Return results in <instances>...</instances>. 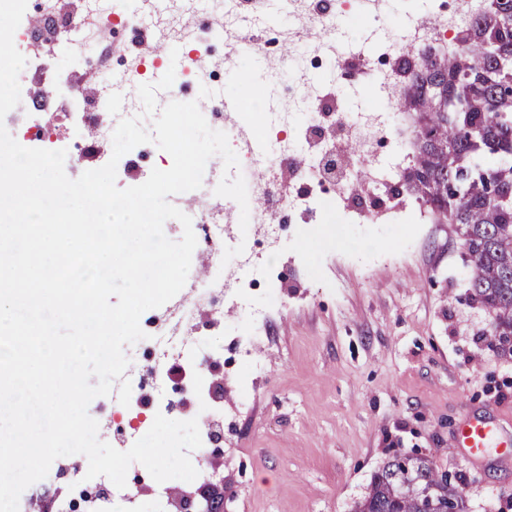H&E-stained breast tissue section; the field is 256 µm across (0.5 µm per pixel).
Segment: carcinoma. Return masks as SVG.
<instances>
[{
	"mask_svg": "<svg viewBox=\"0 0 512 512\" xmlns=\"http://www.w3.org/2000/svg\"><path fill=\"white\" fill-rule=\"evenodd\" d=\"M457 42L454 54L427 60L393 99V111L415 116L412 164L397 191L459 226L470 294L492 312L491 331L512 353V0H491ZM412 484L439 508L466 512L459 487L424 456L387 461L356 512H423Z\"/></svg>",
	"mask_w": 512,
	"mask_h": 512,
	"instance_id": "obj_1",
	"label": "carcinoma"
}]
</instances>
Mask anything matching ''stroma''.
I'll return each instance as SVG.
<instances>
[{
	"mask_svg": "<svg viewBox=\"0 0 512 512\" xmlns=\"http://www.w3.org/2000/svg\"><path fill=\"white\" fill-rule=\"evenodd\" d=\"M251 84L230 82L252 123L279 81L250 55ZM284 304L264 322L225 300L201 306L208 350L247 336L262 368L205 363L220 383L230 512H355L373 475L399 453L429 457L466 486L467 512H512V466L475 464L455 449L476 412L512 439V354L490 346L492 316L468 298L456 225L423 212L328 227L301 214L277 252Z\"/></svg>",
	"mask_w": 512,
	"mask_h": 512,
	"instance_id": "obj_1",
	"label": "stroma"
}]
</instances>
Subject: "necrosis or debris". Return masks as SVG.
<instances>
[{
  "instance_id": "4bbe7bcc",
  "label": "necrosis or debris",
  "mask_w": 512,
  "mask_h": 512,
  "mask_svg": "<svg viewBox=\"0 0 512 512\" xmlns=\"http://www.w3.org/2000/svg\"><path fill=\"white\" fill-rule=\"evenodd\" d=\"M367 16L374 32L368 49L348 51V42L337 20L353 21L358 16L355 0H260L250 8L246 0H163L160 8L144 7L141 0H127L115 10L113 0H85L83 16L58 10L55 0H27L23 19L14 34V43L27 63L19 75L21 102L6 115L7 131L23 146L66 150L65 167L77 169L84 157H94L105 165L111 151L105 143L121 117L138 115L135 104H126L123 112H114L110 104L130 84L155 82L159 72L174 69L175 81L157 96L167 99L189 95L198 83L210 92V108L204 117L208 125L226 133L239 159L240 172L263 170V179L250 183L249 201L266 207L295 213H316L329 207L328 186H336L339 195H347L357 170L337 151L325 144L324 131L332 129L336 138L360 139L368 158L377 163L372 197L374 213L385 212L388 201L383 193L395 182L412 160L410 141L400 138L389 122L374 111H349L343 96L325 94L324 82L339 87L377 86L385 98H394L399 90L403 59L417 61L421 50L447 52L457 45V33L489 4V0H430L428 10L403 15L399 26H391L389 17L398 12L397 0H375ZM324 27L326 36L301 56L286 59L284 47L301 40L308 24ZM142 39L167 40L188 48L195 58L208 60L206 76L195 69L171 67L169 59L147 58L127 52H114L111 41L123 33ZM49 46L54 57L77 52L84 71L110 77L96 94L89 96L65 72L53 73L42 91H35L33 79L51 64L40 52ZM260 56L272 71L287 70L282 87L279 122H266L260 135L267 145L257 154L243 145L247 130L230 123L220 98L224 94V73L241 53ZM92 128L94 139H77L73 127ZM319 145L306 166L295 163L303 148ZM216 181H204L199 192L209 200L207 208L190 210L197 246L207 252L211 271L207 279L196 282L195 299H181L143 313L140 326L147 335L146 350L155 368L130 375L132 403L129 415H136V401L150 396L152 411L171 416L177 409L169 398L159 365L180 362L198 367L204 349L193 332L198 302L224 289V270L238 274L235 299L246 300L254 291H264L268 301H276L280 272L275 265L258 267L250 252L224 261V210L229 200L216 196Z\"/></svg>"
}]
</instances>
